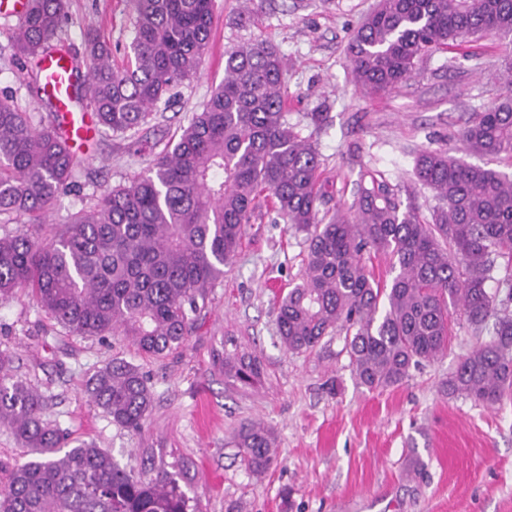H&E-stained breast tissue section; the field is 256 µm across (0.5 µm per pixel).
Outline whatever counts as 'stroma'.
<instances>
[{"label": "stroma", "mask_w": 512, "mask_h": 512, "mask_svg": "<svg viewBox=\"0 0 512 512\" xmlns=\"http://www.w3.org/2000/svg\"><path fill=\"white\" fill-rule=\"evenodd\" d=\"M376 0H215L208 48L197 74L146 123L126 133L98 132L76 155L79 191L62 196L49 220L93 204L113 186L145 173L164 145L201 110L224 79V52L259 39L288 59V115L295 132L319 153L326 207L348 212L360 183L385 180L421 222L436 201L414 176L417 153L454 149L470 113L506 93L490 35L438 51L411 80L377 95L351 75L347 48ZM15 18L0 16V96L13 97L41 126L52 107L33 94L14 57ZM96 25L125 65L132 40L126 0H69L66 38ZM326 118L315 125L309 113ZM305 232L278 218L268 198L257 202L233 266L214 288L187 340L160 358L138 353L120 336L66 332L30 290L0 304V350L13 357L14 378L46 400V417L70 439L96 443L127 468L143 460L175 467L197 512H512V402L484 406L440 391L460 357L480 341L452 316L448 347L411 370L400 385H360L343 333L314 351L289 352L277 330V308L299 282ZM258 356L265 374L249 387L224 377V342ZM115 359L147 377L152 410L142 429L114 425L86 392V382ZM247 423L273 433V462L262 474L242 462L233 437Z\"/></svg>", "instance_id": "1"}]
</instances>
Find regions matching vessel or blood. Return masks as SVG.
<instances>
[{"label": "vessel or blood", "instance_id": "vessel-or-blood-1", "mask_svg": "<svg viewBox=\"0 0 512 512\" xmlns=\"http://www.w3.org/2000/svg\"><path fill=\"white\" fill-rule=\"evenodd\" d=\"M42 91L53 102L60 117L57 131L64 141L81 144L91 133L84 117L74 112L77 75L68 58L55 53L45 54L39 60Z\"/></svg>", "mask_w": 512, "mask_h": 512}]
</instances>
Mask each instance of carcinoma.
<instances>
[{"mask_svg":"<svg viewBox=\"0 0 512 512\" xmlns=\"http://www.w3.org/2000/svg\"><path fill=\"white\" fill-rule=\"evenodd\" d=\"M133 40L126 65L93 26L82 30L83 56L62 37L67 0H31L14 29V56L35 67L40 56H69L88 76L77 96L100 129L125 133L199 68L214 0H128ZM495 36L508 94L471 113L459 150L512 161V0H379L349 46L354 82L371 94L407 82L418 63L467 38ZM288 60L254 41L224 52V81L148 172L106 189L87 210L50 236H0V301L29 288L42 310L78 336H124L149 357L178 348L209 294L237 256L255 200L267 192L277 215L307 233L305 275L280 300L278 334L290 352L316 349L345 332L359 383L370 390L399 384L448 344L457 314L490 338L463 355L442 392L495 406L512 399V175L469 164L447 150H422L414 173L434 193L432 223L423 224L386 183L360 186L354 212H320L319 154L288 126ZM72 154L54 128L0 97V216L39 233L62 195L76 189ZM372 251L391 262L379 280ZM497 284L489 291L487 283ZM0 352V425L32 458L0 486V512H195L179 473L149 463L128 470L103 448L64 449L43 418L45 398L8 374ZM257 356L224 351V375L252 385L264 375ZM87 392L112 423L140 430L152 407L147 378L114 360L89 379ZM238 448L246 466L272 463L271 432L244 426Z\"/></svg>","mask_w":512,"mask_h":512,"instance_id":"1","label":"carcinoma"}]
</instances>
